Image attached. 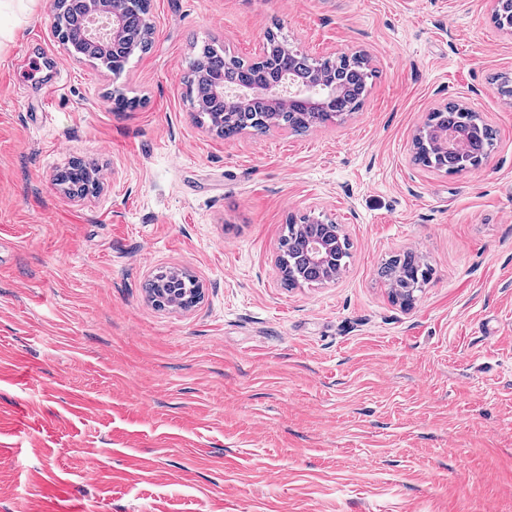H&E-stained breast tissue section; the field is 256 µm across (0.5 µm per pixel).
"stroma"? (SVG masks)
Here are the masks:
<instances>
[{"mask_svg": "<svg viewBox=\"0 0 512 512\" xmlns=\"http://www.w3.org/2000/svg\"><path fill=\"white\" fill-rule=\"evenodd\" d=\"M492 0H151L120 75L73 56L51 0L0 41V512H512V30ZM365 51L362 108L303 135L195 120L203 45L256 59L267 30ZM60 86L44 107L42 86ZM135 107L118 111L114 91ZM456 103L497 131L475 169L413 161ZM103 167L76 202L54 183ZM352 243L288 287L289 217ZM414 251L411 306L379 274ZM185 269L187 310L143 284Z\"/></svg>", "mask_w": 512, "mask_h": 512, "instance_id": "obj_1", "label": "stroma"}]
</instances>
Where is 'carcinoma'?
I'll use <instances>...</instances> for the list:
<instances>
[{"label":"carcinoma","instance_id":"obj_1","mask_svg":"<svg viewBox=\"0 0 512 512\" xmlns=\"http://www.w3.org/2000/svg\"><path fill=\"white\" fill-rule=\"evenodd\" d=\"M88 8L87 0H69L68 4L60 7L59 25L64 39L75 52L97 60L110 69L114 62L122 68L125 67L135 52L147 48L152 29L142 20L144 10L140 0H121L118 4V8L123 10L129 18V24L125 38L114 46L102 47L83 40L82 31ZM286 47L288 44L280 39L278 34L270 32L266 42L268 58L263 61L245 62L238 57L226 54L221 46L206 44L200 52L203 69H198L194 64L187 77L190 93L198 94L202 83L216 87L228 84L275 86L288 70L303 68L304 57L288 55L284 52ZM323 64L339 87L340 98L336 100V105L321 112L314 113L306 107L293 104L271 120L267 117L264 105L244 103L234 108V116L226 118L224 113L227 109L224 99L212 96L201 103H196L198 114L208 121L217 135L229 139L247 128L263 133L273 126H282L295 132H304L313 126L325 124L358 109L363 101L368 80L372 78L364 55L326 58ZM436 123H446L450 127L461 129L468 135L472 157L478 161L487 158L494 148L495 130L475 112L449 105L429 116L427 124ZM414 147L415 161L426 168L456 174L473 167L468 158L459 161L451 156L446 159H437L423 144L416 142ZM320 233L319 225L309 223L304 216L298 221L290 219L287 235L282 238L280 266H290L300 270L307 284L320 282V274L305 261L308 242ZM381 276L393 282L395 296L404 300L413 297L414 292L429 279V268L420 262L415 253L406 252L401 256L393 257L381 269ZM199 288V282L185 270L161 272L146 284L148 297L156 306H176L181 309H188L197 304L201 298Z\"/></svg>","mask_w":512,"mask_h":512}]
</instances>
